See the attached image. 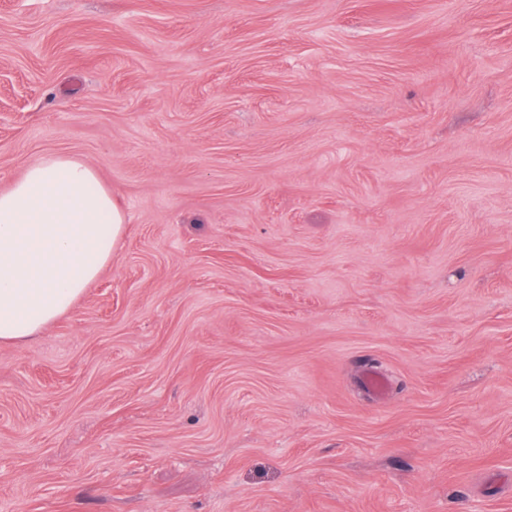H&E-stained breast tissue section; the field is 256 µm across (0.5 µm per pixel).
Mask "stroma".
<instances>
[{"instance_id":"obj_1","label":"stroma","mask_w":512,"mask_h":512,"mask_svg":"<svg viewBox=\"0 0 512 512\" xmlns=\"http://www.w3.org/2000/svg\"><path fill=\"white\" fill-rule=\"evenodd\" d=\"M50 153L126 222L0 342V512H512V0H0Z\"/></svg>"}]
</instances>
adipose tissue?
I'll use <instances>...</instances> for the list:
<instances>
[{"instance_id": "1", "label": "adipose tissue", "mask_w": 512, "mask_h": 512, "mask_svg": "<svg viewBox=\"0 0 512 512\" xmlns=\"http://www.w3.org/2000/svg\"><path fill=\"white\" fill-rule=\"evenodd\" d=\"M81 159L56 153L0 193V340L21 343L69 312L111 262L125 222Z\"/></svg>"}]
</instances>
